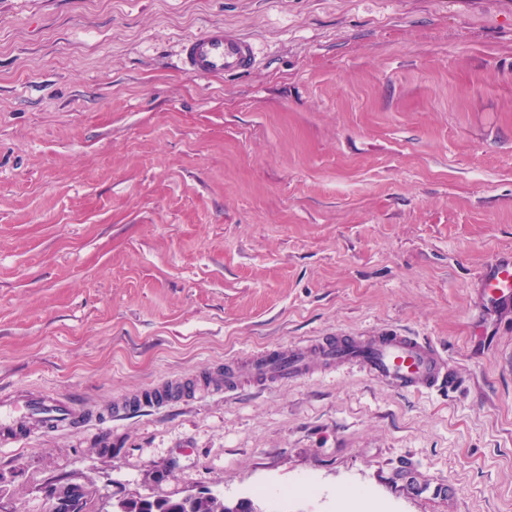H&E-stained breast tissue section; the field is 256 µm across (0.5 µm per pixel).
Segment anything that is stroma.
I'll use <instances>...</instances> for the list:
<instances>
[{
  "label": "stroma",
  "mask_w": 512,
  "mask_h": 512,
  "mask_svg": "<svg viewBox=\"0 0 512 512\" xmlns=\"http://www.w3.org/2000/svg\"><path fill=\"white\" fill-rule=\"evenodd\" d=\"M250 41L241 75L183 39ZM512 0H0V395L87 421L0 447V512L198 492L257 512H512ZM486 325L487 336L472 328ZM407 332L462 380L353 366L128 407L267 346ZM254 58L252 45L213 26L202 35L189 37L181 45L183 70L193 77H211L247 71ZM481 288L487 307L493 311L502 301L512 298V257L487 267L481 276ZM89 496V491L85 486L73 483H67L52 488L49 495L56 501L55 512H69L76 505H81ZM61 502V503H60Z\"/></svg>",
  "instance_id": "35a3bbf8"
}]
</instances>
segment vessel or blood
I'll return each instance as SVG.
<instances>
[{"label":"vessel or blood","instance_id":"b4317fda","mask_svg":"<svg viewBox=\"0 0 512 512\" xmlns=\"http://www.w3.org/2000/svg\"><path fill=\"white\" fill-rule=\"evenodd\" d=\"M254 58L252 45L213 26L181 45L183 70L193 77L247 71ZM481 288L488 308L512 298V257L487 267ZM316 357L299 349L267 348L254 355L249 371L255 381L279 384L309 379L338 364H354L370 377L403 392L432 396L458 389L461 381L437 346L400 331L364 339L326 336L316 343ZM192 382H173L147 389L141 405H162L176 397H193ZM83 409L55 393H14L0 397V446L8 448L33 432L51 433L83 418Z\"/></svg>","mask_w":512,"mask_h":512}]
</instances>
